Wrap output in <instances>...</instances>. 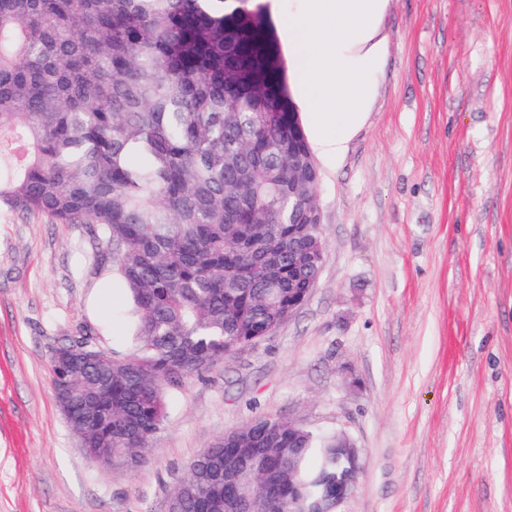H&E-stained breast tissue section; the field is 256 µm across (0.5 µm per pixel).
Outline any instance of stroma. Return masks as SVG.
I'll return each instance as SVG.
<instances>
[{
  "instance_id": "1",
  "label": "stroma",
  "mask_w": 512,
  "mask_h": 512,
  "mask_svg": "<svg viewBox=\"0 0 512 512\" xmlns=\"http://www.w3.org/2000/svg\"><path fill=\"white\" fill-rule=\"evenodd\" d=\"M367 118L318 159L319 281L270 336L165 396L135 473L90 462L53 349L131 357L98 224L0 206V512H167L224 432L275 417L345 431L341 512H512V0H387Z\"/></svg>"
}]
</instances>
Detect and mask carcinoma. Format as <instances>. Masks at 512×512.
I'll use <instances>...</instances> for the list:
<instances>
[{
    "mask_svg": "<svg viewBox=\"0 0 512 512\" xmlns=\"http://www.w3.org/2000/svg\"><path fill=\"white\" fill-rule=\"evenodd\" d=\"M292 104L256 0H0V205L102 225L132 297V357L50 359L71 426L117 468L147 461L164 389L268 335L314 275L288 243V152L309 150L300 124L288 144ZM341 467L336 435L262 418L215 440L170 503L292 512L288 472L317 498ZM242 469L233 493L224 472Z\"/></svg>",
    "mask_w": 512,
    "mask_h": 512,
    "instance_id": "obj_1",
    "label": "carcinoma"
}]
</instances>
